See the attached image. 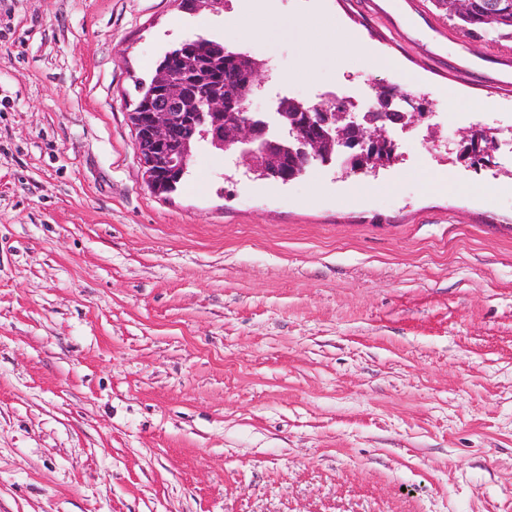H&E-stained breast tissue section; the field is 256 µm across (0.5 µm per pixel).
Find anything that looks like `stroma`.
<instances>
[{"instance_id": "stroma-1", "label": "stroma", "mask_w": 512, "mask_h": 512, "mask_svg": "<svg viewBox=\"0 0 512 512\" xmlns=\"http://www.w3.org/2000/svg\"><path fill=\"white\" fill-rule=\"evenodd\" d=\"M179 2L0 0V512H512V42L430 0ZM197 35L266 64L254 111L395 87L431 118L374 174L203 146L153 193L134 82ZM473 133L463 138V143L459 151V157L464 161L471 162V159L481 158L482 156H489L494 151V143L487 137L490 136L486 131L473 130ZM472 137V138H470ZM483 139H488V144L483 145Z\"/></svg>"}]
</instances>
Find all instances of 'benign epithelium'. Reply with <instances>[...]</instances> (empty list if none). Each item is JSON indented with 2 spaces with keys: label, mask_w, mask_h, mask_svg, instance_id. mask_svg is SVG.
Returning a JSON list of instances; mask_svg holds the SVG:
<instances>
[{
  "label": "benign epithelium",
  "mask_w": 512,
  "mask_h": 512,
  "mask_svg": "<svg viewBox=\"0 0 512 512\" xmlns=\"http://www.w3.org/2000/svg\"><path fill=\"white\" fill-rule=\"evenodd\" d=\"M163 97L175 102V112H131L129 120L146 185L156 194L164 191L162 178L186 167L200 139L225 151H234L250 171L284 184L298 177V169L316 162L317 149L323 142L337 143V157L344 159V171L360 174V163L379 151L395 152L396 141L388 135L393 126L410 125V113L392 108L393 95L377 100L379 112L370 121L362 112H347L348 136L336 140L335 118L310 115L304 128H294L290 146L278 142L273 127L288 121V114L275 112V118H261L250 111L251 97L238 94H210L197 97L189 89L181 72L164 74L159 81ZM487 132L475 130L464 137L459 157L465 161L489 156L494 143L483 144Z\"/></svg>",
  "instance_id": "1"
}]
</instances>
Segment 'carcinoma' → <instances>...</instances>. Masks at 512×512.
Instances as JSON below:
<instances>
[{
    "mask_svg": "<svg viewBox=\"0 0 512 512\" xmlns=\"http://www.w3.org/2000/svg\"><path fill=\"white\" fill-rule=\"evenodd\" d=\"M229 0H180V6L190 12L207 10L213 14L224 13ZM437 9L456 22L459 30L472 40L481 37V32L491 27L499 38L512 42V0H433ZM224 43L198 35L181 42L167 51L159 60L155 73L170 65L178 67L181 54L197 62V68L187 76L190 89L199 96L206 95L217 86L230 94L238 89L240 76L244 72L264 78L261 64L249 52L232 50L224 54Z\"/></svg>",
    "mask_w": 512,
    "mask_h": 512,
    "instance_id": "cac0c4a2",
    "label": "carcinoma"
}]
</instances>
